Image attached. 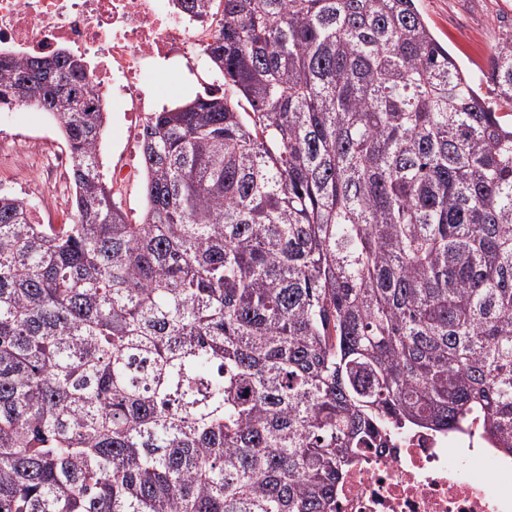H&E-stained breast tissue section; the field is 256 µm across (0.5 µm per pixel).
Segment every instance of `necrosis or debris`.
Masks as SVG:
<instances>
[{
  "label": "necrosis or debris",
  "mask_w": 512,
  "mask_h": 512,
  "mask_svg": "<svg viewBox=\"0 0 512 512\" xmlns=\"http://www.w3.org/2000/svg\"><path fill=\"white\" fill-rule=\"evenodd\" d=\"M213 32L173 0H0V48L30 58L63 46L89 58L103 106L123 112L130 135L155 107L157 70L178 59L192 64ZM463 448L475 450L490 478L459 465ZM336 512H512V455L476 424L449 434L409 430L349 468Z\"/></svg>",
  "instance_id": "4bbe7bcc"
}]
</instances>
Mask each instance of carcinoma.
I'll return each mask as SVG.
<instances>
[{"label":"carcinoma","instance_id":"obj_1","mask_svg":"<svg viewBox=\"0 0 512 512\" xmlns=\"http://www.w3.org/2000/svg\"><path fill=\"white\" fill-rule=\"evenodd\" d=\"M213 2L137 224L86 61L0 55L75 210L0 194V512H336L393 432L474 420L512 454V30L475 78L418 0H177Z\"/></svg>","mask_w":512,"mask_h":512}]
</instances>
